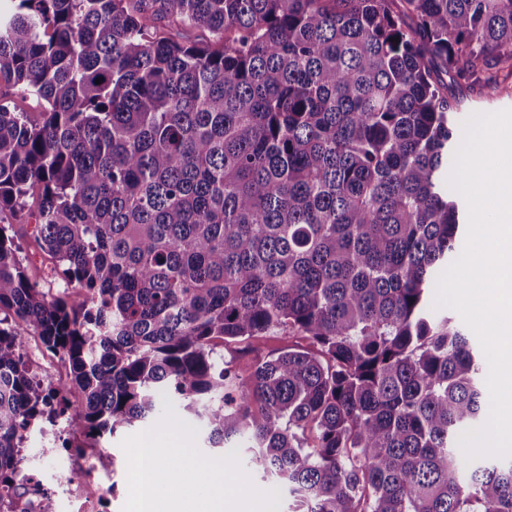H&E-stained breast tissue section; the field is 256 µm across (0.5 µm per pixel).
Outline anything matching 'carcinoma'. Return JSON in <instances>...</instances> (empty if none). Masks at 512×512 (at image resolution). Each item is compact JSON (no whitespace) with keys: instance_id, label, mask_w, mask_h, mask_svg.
<instances>
[{"instance_id":"carcinoma-1","label":"carcinoma","mask_w":512,"mask_h":512,"mask_svg":"<svg viewBox=\"0 0 512 512\" xmlns=\"http://www.w3.org/2000/svg\"><path fill=\"white\" fill-rule=\"evenodd\" d=\"M11 2L0 86L44 110L0 94V501L29 429L111 437L165 396L301 512H512V460L454 447L487 361L431 292L467 229L444 76L512 91V0ZM31 328L72 400L31 373ZM275 331L310 348L243 376L214 347ZM5 221L14 222L19 229L18 242L21 252L18 254L24 266L27 267L33 281L49 296L63 297L70 307L78 309L84 301L83 291L74 283H67L59 270H53L52 259L36 245L33 235L34 221L27 220L25 224H17L12 217L5 215Z\"/></svg>"}]
</instances>
